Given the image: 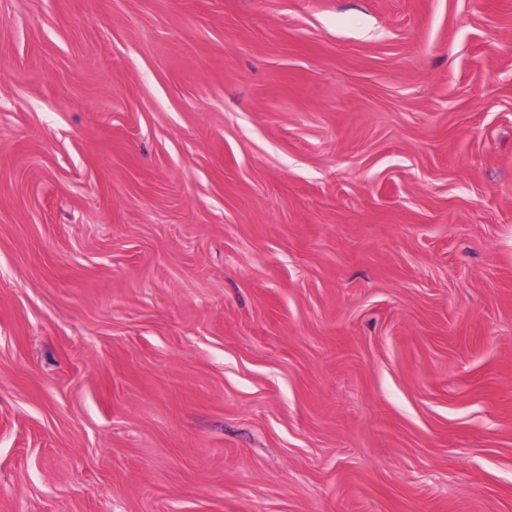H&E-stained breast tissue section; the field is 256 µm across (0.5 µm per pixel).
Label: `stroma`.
Wrapping results in <instances>:
<instances>
[{"instance_id":"obj_1","label":"stroma","mask_w":512,"mask_h":512,"mask_svg":"<svg viewBox=\"0 0 512 512\" xmlns=\"http://www.w3.org/2000/svg\"><path fill=\"white\" fill-rule=\"evenodd\" d=\"M0 512H512V0H0Z\"/></svg>"}]
</instances>
